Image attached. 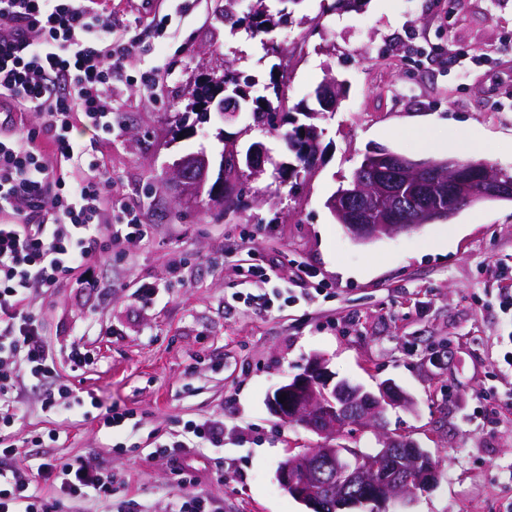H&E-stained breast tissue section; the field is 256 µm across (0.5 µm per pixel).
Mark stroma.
Masks as SVG:
<instances>
[{
  "mask_svg": "<svg viewBox=\"0 0 512 512\" xmlns=\"http://www.w3.org/2000/svg\"><path fill=\"white\" fill-rule=\"evenodd\" d=\"M328 2L302 0L273 33L291 71L289 104L316 107L326 74L345 83L335 111L316 120L318 160L296 187L267 174L252 181L246 207L227 215L179 206L167 165L202 148L218 155L217 130L236 133L248 112L211 114L175 143L167 118L200 73L228 62L255 69L260 37L230 34L218 15L224 0H163L171 22L161 33L136 0H119L138 45L112 80L114 129L100 155L113 193L137 204L151 230L92 267L98 288L73 275L34 290L32 309L57 356L54 384L133 417L106 429L43 409L27 390L0 440L12 449L0 468L53 458L111 475V497L67 502V512H168L183 494L210 497L217 512H309L277 472L321 438L271 414L268 398L316 356L337 380L370 391L390 380L412 400L388 409L379 432L416 440L439 479L388 512H512L503 470L512 463V316L498 301L512 282V201L367 243L325 206L379 148L440 160L467 139L483 145L480 159L512 173V0H364L326 18ZM315 19L319 34L301 40ZM158 66L159 85L145 84ZM246 238L268 279L240 275ZM261 294L274 306L252 303ZM76 342L89 353L80 368L67 358ZM202 418L223 421V447L155 456Z\"/></svg>",
  "mask_w": 512,
  "mask_h": 512,
  "instance_id": "obj_1",
  "label": "stroma"
}]
</instances>
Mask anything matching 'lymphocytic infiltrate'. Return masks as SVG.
I'll use <instances>...</instances> for the list:
<instances>
[{
  "label": "lymphocytic infiltrate",
  "instance_id": "1",
  "mask_svg": "<svg viewBox=\"0 0 512 512\" xmlns=\"http://www.w3.org/2000/svg\"><path fill=\"white\" fill-rule=\"evenodd\" d=\"M134 47L102 0H0V408L16 407L19 361L46 408L84 406L68 386L46 385L56 358L31 292L87 271L105 243L149 233L139 211L113 198L92 151L112 138V79ZM38 475L59 484L51 504L31 491ZM76 492L109 495L112 478L49 459L33 474L0 469V512H63Z\"/></svg>",
  "mask_w": 512,
  "mask_h": 512
}]
</instances>
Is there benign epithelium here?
<instances>
[{
	"label": "benign epithelium",
	"instance_id": "7a95c632",
	"mask_svg": "<svg viewBox=\"0 0 512 512\" xmlns=\"http://www.w3.org/2000/svg\"><path fill=\"white\" fill-rule=\"evenodd\" d=\"M266 160L264 144L254 145L244 160L234 140L218 162L204 151L193 156L182 155L169 166L175 200L193 205L200 198L202 188L215 181L217 188L209 205L220 208L224 206L220 186L245 178L257 179L264 171ZM361 170L369 173L370 178L354 180L352 188L330 196L326 202L350 235L361 242L394 236L446 219L448 209L457 212L463 205L471 204L476 191L485 199H512V180L492 165L475 182L464 175L461 164L454 158L413 160L388 150H375L365 156ZM402 176L416 181L429 179L432 195L445 197L447 208H427L418 214L416 223H400L391 202L390 186ZM283 394L286 399L281 403L278 398ZM406 400L407 395L392 382L381 383L376 394L337 382L325 361L313 358L303 373L274 391L269 403L275 416L301 424L326 438V442L283 463L277 473L281 487L306 504L311 512H322L325 490L331 488L336 512H344L362 501L353 488L372 484L376 470L391 460L396 448L407 449L403 466L369 502L383 510L399 494L433 486L438 470L433 461L419 456V445L411 438L386 434L379 439L380 447L371 454L339 443L346 436L370 428L387 408L403 406Z\"/></svg>",
	"mask_w": 512,
	"mask_h": 512
}]
</instances>
